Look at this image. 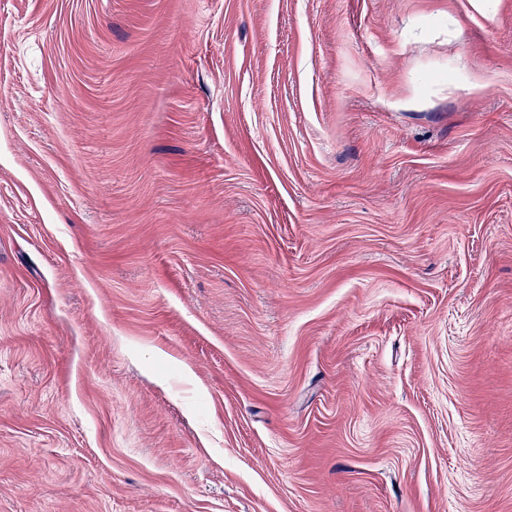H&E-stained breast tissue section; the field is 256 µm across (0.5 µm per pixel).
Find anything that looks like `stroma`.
<instances>
[{"instance_id":"stroma-1","label":"stroma","mask_w":512,"mask_h":512,"mask_svg":"<svg viewBox=\"0 0 512 512\" xmlns=\"http://www.w3.org/2000/svg\"><path fill=\"white\" fill-rule=\"evenodd\" d=\"M0 512H512V0H0Z\"/></svg>"}]
</instances>
